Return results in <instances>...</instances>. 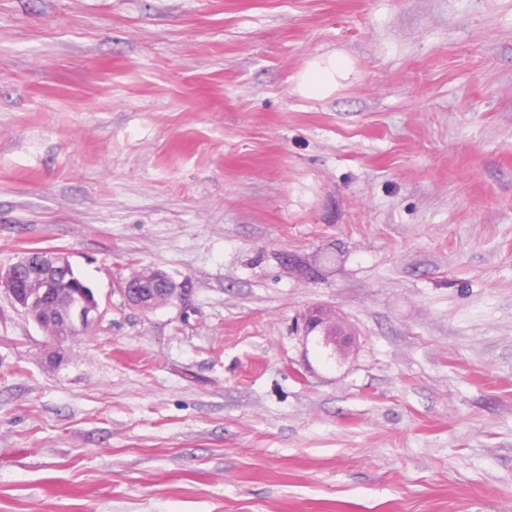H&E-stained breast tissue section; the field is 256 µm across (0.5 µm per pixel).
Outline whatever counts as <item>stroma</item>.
Returning a JSON list of instances; mask_svg holds the SVG:
<instances>
[{"label": "stroma", "mask_w": 512, "mask_h": 512, "mask_svg": "<svg viewBox=\"0 0 512 512\" xmlns=\"http://www.w3.org/2000/svg\"><path fill=\"white\" fill-rule=\"evenodd\" d=\"M32 248L100 316L0 293V512H512V0H0ZM342 64L336 60L315 61L302 76L301 86L307 93H319L336 83ZM49 267L42 273L40 279V296L50 299L60 283L70 284L76 279L75 273L67 257L62 252H55ZM149 271L152 272L150 276H142L147 277V283L144 285L145 289H143L146 291L147 297H143V299L146 302L153 300V309L173 299L176 296V289L173 283L162 272L152 269ZM74 288H69L68 285H63L57 290V296L60 299H65L72 295ZM99 316L98 304L95 297L91 298L89 294L84 292L77 293L71 296L68 306L62 315L64 324L70 329H80L86 323H94ZM91 325L86 324L82 330L68 331L67 336H56L58 331L64 332L56 323L46 322L44 329L48 335L52 336L57 343H61L71 337L72 339L77 336L83 335L88 331Z\"/></svg>", "instance_id": "35a3bbf8"}]
</instances>
